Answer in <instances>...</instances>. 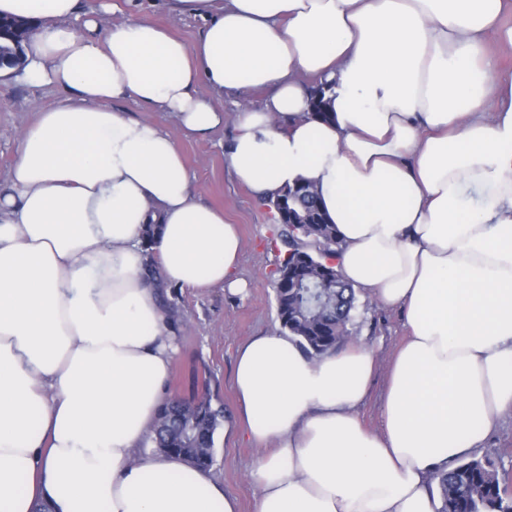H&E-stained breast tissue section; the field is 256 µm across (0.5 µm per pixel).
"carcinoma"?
<instances>
[{"instance_id": "1", "label": "carcinoma", "mask_w": 512, "mask_h": 512, "mask_svg": "<svg viewBox=\"0 0 512 512\" xmlns=\"http://www.w3.org/2000/svg\"><path fill=\"white\" fill-rule=\"evenodd\" d=\"M295 191L291 207L305 216V224H280L277 239L285 247L283 259L274 273L284 280L275 289V301L281 326L299 337L309 356L318 358L344 346L352 333V312L356 295L353 286L342 282L336 288L335 261L339 241L310 185L297 183L287 187ZM144 277L160 288L161 305L167 322L178 331L182 322L177 308L168 304L166 285L154 257H149ZM192 397L199 405L192 411L197 435L183 462L196 469H208L214 459L215 435L224 423L225 411L215 406L205 390ZM155 447L181 448L191 436L188 427L155 429ZM509 472L504 464L488 455L460 460L448 471L438 474L441 499L439 512H512V493L507 490Z\"/></svg>"}]
</instances>
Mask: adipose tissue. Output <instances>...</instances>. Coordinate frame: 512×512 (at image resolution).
I'll return each instance as SVG.
<instances>
[{
  "label": "adipose tissue",
  "mask_w": 512,
  "mask_h": 512,
  "mask_svg": "<svg viewBox=\"0 0 512 512\" xmlns=\"http://www.w3.org/2000/svg\"><path fill=\"white\" fill-rule=\"evenodd\" d=\"M80 2L0 0L29 22L24 66L0 80L61 93L0 190V512H239L209 472L144 450L174 344L142 270L152 255L169 284L235 288L241 238L176 140L113 108L204 137L227 89L244 99L235 180L265 202L313 186L341 274L408 330L377 432L357 414L370 350L313 358L285 331L241 345L240 424L272 446L250 471L255 512H438L436 473L512 413V74L487 45L512 47V0H167L204 20L191 45L140 10L115 23L108 0L86 19Z\"/></svg>",
  "instance_id": "adipose-tissue-1"
}]
</instances>
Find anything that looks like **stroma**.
I'll return each mask as SVG.
<instances>
[{"instance_id":"1","label":"stroma","mask_w":512,"mask_h":512,"mask_svg":"<svg viewBox=\"0 0 512 512\" xmlns=\"http://www.w3.org/2000/svg\"><path fill=\"white\" fill-rule=\"evenodd\" d=\"M139 3L142 13L186 43L197 40L202 27L200 20L170 15L164 0ZM56 100L57 93L49 86L33 87L21 81L0 86L1 187L7 183L21 129ZM116 108L133 117L151 118L167 129L195 177L200 198L223 208L225 219L239 228L243 241L240 276L247 288L241 294L221 287L175 289L172 299L181 312L182 324L176 335L177 353L169 376L172 394L191 395L205 382L214 401L223 403L228 413H236L238 401L231 378L239 346L249 337L280 326L270 273L282 254L272 244L275 226L269 210L239 185L230 172L225 148L233 135L232 123H225L209 137L198 138L182 131L166 113H150L130 101L118 102ZM358 299L352 340L376 354V373L358 415L366 427L376 430L381 425V396L389 361L404 340L406 328L399 310L385 307L365 292L359 293ZM258 456L256 447L240 443L233 435L216 440L210 471L223 484L225 492L237 499L240 512H255L257 489L250 470Z\"/></svg>"}]
</instances>
